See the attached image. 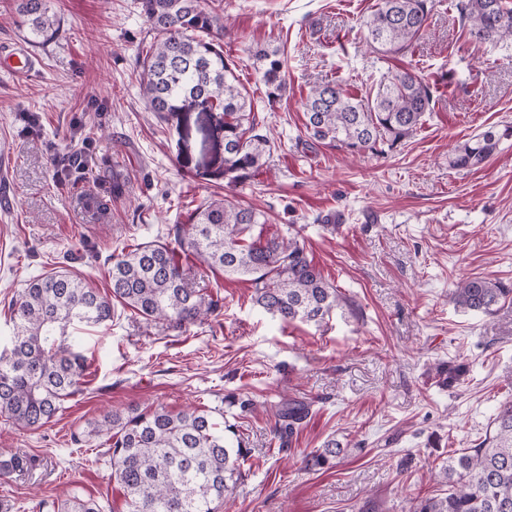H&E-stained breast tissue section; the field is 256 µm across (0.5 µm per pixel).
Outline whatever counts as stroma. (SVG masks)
I'll list each match as a JSON object with an SVG mask.
<instances>
[{
    "label": "stroma",
    "instance_id": "obj_1",
    "mask_svg": "<svg viewBox=\"0 0 512 512\" xmlns=\"http://www.w3.org/2000/svg\"><path fill=\"white\" fill-rule=\"evenodd\" d=\"M218 1L224 51L275 144L241 195L269 215L266 235L299 228L350 305L320 326L286 323L254 303L248 282L185 259L193 287L222 298L219 314L178 331L116 309L112 322L72 335L86 359L84 394L37 429L0 416V462H41L29 475H0L8 512L73 496L126 512L82 432L108 411L158 404L222 408L244 438L246 478L221 512H410L435 493L430 472L484 439L512 398V304L485 316L448 298L465 277L512 282V140L478 168L448 164L456 146L512 123V41H469L451 0H439L411 51L384 60L363 29L379 0ZM48 4L60 26L42 45L27 40L14 0H0V47L24 48L35 64L26 78L0 71V351L28 281L67 270L107 291L113 254L165 238L224 194L187 167L175 129L140 94L139 54L154 34L137 0ZM259 46L287 56L272 106ZM390 68L433 91L432 111L403 145L354 158L309 138L312 86L335 80L361 96ZM448 362L469 368L454 388L435 373ZM285 396L309 402L310 414L283 448L270 406ZM233 397L254 410L235 413ZM332 438L343 448L334 465L305 466Z\"/></svg>",
    "mask_w": 512,
    "mask_h": 512
}]
</instances>
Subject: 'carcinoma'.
Returning <instances> with one entry per match:
<instances>
[{
	"label": "carcinoma",
	"mask_w": 512,
	"mask_h": 512,
	"mask_svg": "<svg viewBox=\"0 0 512 512\" xmlns=\"http://www.w3.org/2000/svg\"><path fill=\"white\" fill-rule=\"evenodd\" d=\"M33 42L55 37L57 15L47 0H15ZM435 0H382L365 22L366 40L384 57L407 53L419 40ZM155 33L139 74L142 98L150 111L176 129L195 119L211 155L197 163L200 175L224 180L236 190L248 184L271 156L275 145L263 134L252 100L238 84L235 62L224 56V17L201 0H138ZM458 20L475 41L512 40V0H458ZM268 105L286 89L284 53H254ZM432 92L408 70L390 72L376 90L355 97L340 84L314 85L304 102L306 130L317 142H335L353 154L383 155L425 122ZM512 137V125L487 130L459 145L450 159L456 169H473ZM267 215L232 196L198 205L186 224H175L173 242L152 241L121 252L110 270L111 292L86 287L60 270L29 281L12 304L13 340L0 354V415L38 428L83 392L85 363L70 342L72 331L112 320V301L147 321L181 330L218 313L221 299L193 287L181 256H193L214 271L243 277L254 300L284 322L320 325L348 299L328 283L309 257L299 233L264 235ZM451 302L466 312L492 315L512 303V286L486 277L457 283ZM436 373L453 388L463 381V364L439 365ZM310 404L281 398L271 405L274 438L280 447L301 426ZM87 436L102 440L114 481L127 512H218L245 474L248 455L231 425L221 426L211 411L189 409L173 414L162 405L126 413L110 411L89 424ZM340 453L331 439L307 464L322 467ZM446 486L440 495L417 500L414 512H512V401L497 408L490 431L472 448L448 457L434 475ZM56 512H103L94 500L77 497L57 504Z\"/></svg>",
	"instance_id": "cac0c4a2"
}]
</instances>
